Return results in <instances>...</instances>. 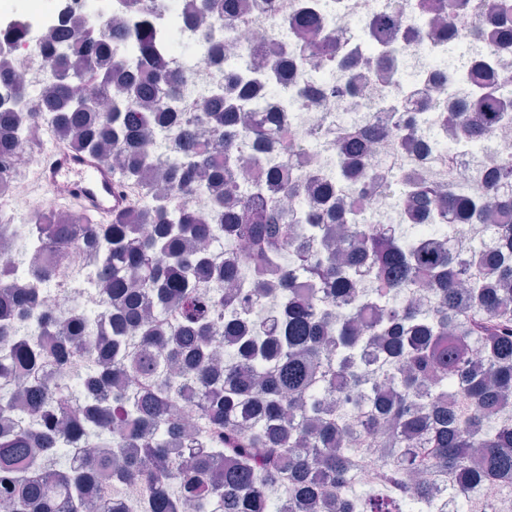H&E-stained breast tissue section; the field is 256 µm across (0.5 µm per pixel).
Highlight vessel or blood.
Wrapping results in <instances>:
<instances>
[{"label":"vessel or blood","instance_id":"obj_1","mask_svg":"<svg viewBox=\"0 0 512 512\" xmlns=\"http://www.w3.org/2000/svg\"><path fill=\"white\" fill-rule=\"evenodd\" d=\"M31 180L38 193L58 202H74L105 217L128 209L133 202L132 194L100 158L74 155L58 145L44 151Z\"/></svg>","mask_w":512,"mask_h":512}]
</instances>
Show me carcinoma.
I'll use <instances>...</instances> for the list:
<instances>
[{
  "label": "carcinoma",
  "instance_id": "carcinoma-1",
  "mask_svg": "<svg viewBox=\"0 0 512 512\" xmlns=\"http://www.w3.org/2000/svg\"><path fill=\"white\" fill-rule=\"evenodd\" d=\"M444 0L452 27L435 29V61L459 72L476 91L463 112L440 104V133L472 139L512 121V73H496L484 46L469 42L485 26L489 45L512 47V0ZM233 0H203L217 18L204 40L206 75L194 77V105L172 97L137 111L154 86L178 74L153 47V25L141 18L128 37L144 56L130 72L100 58L108 51L95 28L70 42L67 71L44 90L16 88L28 102L0 112V136L41 144L48 125L76 135L83 154L111 149L123 157L112 169L145 204L103 224L72 205L34 217L33 234L55 244L60 260L35 264L25 240L11 241L0 258V378L20 380L30 403L0 433V512H89L98 480L116 492L132 481L143 492V512H279L288 485V512H463L475 492L497 485L505 506L476 512H512V155L487 152L477 187L437 185L402 171L374 188L407 208L390 217L395 232L367 215L368 132H336L339 179L356 181L360 196L336 201L341 184L321 182L317 201L326 222L304 231L296 208L300 184H285L275 155L303 149L277 115L271 126L250 120L257 80L273 74L288 82L294 65L310 56L293 41L270 71L245 66L231 85L211 78L224 59V20ZM398 0L373 18L367 40L372 66L389 58L417 74L425 60L406 54L419 37L403 30ZM172 129L183 150L166 168L171 194L158 195L145 177L154 160L149 144ZM266 171L264 201L254 208L231 173L243 151ZM455 211L459 230L491 222L467 254L421 227L438 210ZM77 213L82 237L98 255L103 310L112 311V335L87 336L98 312L76 305L61 324L41 304L43 291L87 258L73 248L61 216ZM216 231L248 244L255 279L243 291V273L203 243ZM215 284L211 299L199 288ZM427 288L437 304L426 310L398 297ZM287 304L272 320H253L252 295ZM349 303L342 312L327 310ZM236 338L224 365L214 363V339ZM47 364L67 372L71 387L45 381ZM197 404L187 427L177 411ZM379 439L385 451L371 457ZM96 448L73 470L63 449ZM370 492H348L358 471ZM428 472L447 498L413 480Z\"/></svg>",
  "mask_w": 512,
  "mask_h": 512
}]
</instances>
